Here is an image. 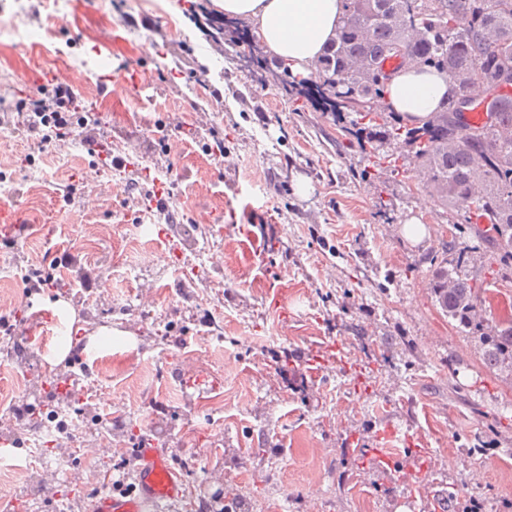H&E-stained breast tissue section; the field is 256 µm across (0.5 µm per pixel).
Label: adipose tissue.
Segmentation results:
<instances>
[{
	"mask_svg": "<svg viewBox=\"0 0 512 512\" xmlns=\"http://www.w3.org/2000/svg\"><path fill=\"white\" fill-rule=\"evenodd\" d=\"M226 18L252 24L258 40L291 73L312 75L342 17V0H218ZM451 82L430 69L407 66L375 100L380 110L418 125L446 100Z\"/></svg>",
	"mask_w": 512,
	"mask_h": 512,
	"instance_id": "obj_1",
	"label": "adipose tissue"
}]
</instances>
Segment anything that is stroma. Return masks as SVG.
Returning a JSON list of instances; mask_svg holds the SVG:
<instances>
[{
	"instance_id": "1",
	"label": "stroma",
	"mask_w": 512,
	"mask_h": 512,
	"mask_svg": "<svg viewBox=\"0 0 512 512\" xmlns=\"http://www.w3.org/2000/svg\"><path fill=\"white\" fill-rule=\"evenodd\" d=\"M147 34L133 42L131 30ZM57 46L76 56L101 51L107 66L139 64L126 96L97 82L96 98L73 96L83 116L97 100L99 124L76 141L44 140L16 113L23 99L53 100L54 67L20 46L0 78V205L18 208L22 238L0 229V316L18 324L30 309L74 314L67 336L90 342L100 328L127 360L104 377L92 360L60 353L48 327L35 341L0 351V421L16 402L42 400L36 423L47 443L26 481L0 484L18 512H87L73 491L76 449L111 431L118 447L99 458L111 473L144 436L164 448L196 499L215 512H440L479 501L482 512H512V371L484 363L483 347L445 317L429 288L447 217L411 158L384 165L387 146L359 145L348 120H333L299 94L301 75L257 43L219 46L178 0H69ZM263 59L264 80L253 74ZM158 109L141 113L143 100ZM109 142L112 168L89 150ZM149 167L166 213L142 223L135 167ZM307 179L309 197L295 192ZM259 201L257 224L273 225L274 246L256 249L257 225L241 222L245 192ZM420 242L401 229L415 214ZM170 228L177 247H157ZM137 237L148 263L117 251ZM62 279L66 292L27 296L31 270ZM487 289L489 321L512 317V274L493 237L460 268ZM282 293L290 311L272 305ZM258 336L266 346L255 345ZM86 372V422L55 427L52 369ZM303 379L287 385L281 371ZM397 448L401 459L435 457L434 487L398 480L389 466L366 469L362 448Z\"/></svg>"
}]
</instances>
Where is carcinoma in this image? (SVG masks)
I'll return each mask as SVG.
<instances>
[{
  "instance_id": "obj_1",
  "label": "carcinoma",
  "mask_w": 512,
  "mask_h": 512,
  "mask_svg": "<svg viewBox=\"0 0 512 512\" xmlns=\"http://www.w3.org/2000/svg\"><path fill=\"white\" fill-rule=\"evenodd\" d=\"M442 73L452 99L420 126L345 103L382 96L385 62L396 50ZM314 84L323 112L356 115L359 135L400 140L444 208L468 204L467 224H488L505 261H512V0H343L342 21L319 63ZM501 100L493 120L471 125L457 102L471 96L474 80ZM434 267L431 291L442 312L478 336L486 366L512 369V318L490 324L487 299L456 275L463 255L451 253Z\"/></svg>"
}]
</instances>
